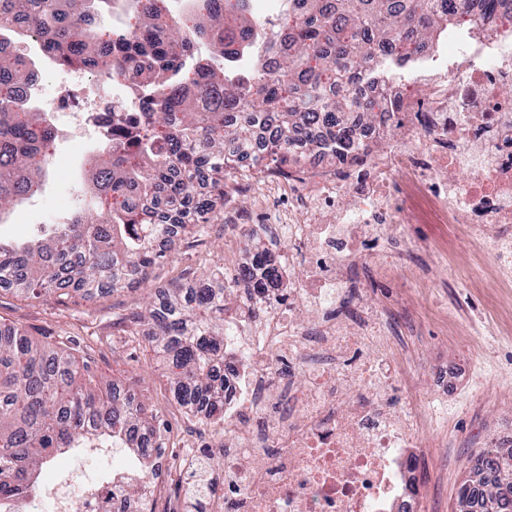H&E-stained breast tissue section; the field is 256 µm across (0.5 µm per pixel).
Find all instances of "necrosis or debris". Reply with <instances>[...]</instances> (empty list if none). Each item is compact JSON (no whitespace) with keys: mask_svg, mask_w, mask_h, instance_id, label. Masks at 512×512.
<instances>
[{"mask_svg":"<svg viewBox=\"0 0 512 512\" xmlns=\"http://www.w3.org/2000/svg\"><path fill=\"white\" fill-rule=\"evenodd\" d=\"M481 22L484 36L450 46L424 97L390 95V111L355 121L354 148L335 171L289 183L288 221L272 227L288 238L278 287L224 310L234 388L223 416L204 421L205 445L114 463L97 493L34 497L23 512H141L147 498L187 512L177 488L203 450L223 469L206 512H419L416 451L440 414L415 393L422 364L394 353L387 317L362 299L353 272L373 261L389 280L406 256L438 258L412 229L409 199L424 197L457 228L449 263L471 287L495 288L498 333L512 335V27ZM116 105L135 115L147 98L133 80L82 65L40 100L85 150L111 138ZM395 124L404 135L392 141ZM133 480L140 495L127 492Z\"/></svg>","mask_w":512,"mask_h":512,"instance_id":"obj_1","label":"necrosis or debris"}]
</instances>
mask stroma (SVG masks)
Instances as JSON below:
<instances>
[{"instance_id":"stroma-1","label":"stroma","mask_w":512,"mask_h":512,"mask_svg":"<svg viewBox=\"0 0 512 512\" xmlns=\"http://www.w3.org/2000/svg\"><path fill=\"white\" fill-rule=\"evenodd\" d=\"M88 158V152L57 147L41 189L0 216V237L22 242L41 225L65 217ZM277 171L276 163L267 157L258 166L235 174V198L224 206L218 222L186 234L179 250L154 266L149 285L68 305L0 288V322L23 328L38 343H63L77 349L91 360L99 378L137 393L149 411L171 424L175 434L191 430L193 420L174 403L171 370L156 355L150 338L125 335L122 321L144 310L157 287L175 279H199L218 265L229 277L253 248L279 252V242L259 237L252 247L233 252L224 249L225 238H238L274 223L286 207L280 195H269L261 202L255 194L258 179ZM435 276L444 285L434 293L418 295V325L395 330L391 342L396 353L427 364L416 387L425 400L438 395L433 367L448 369L447 415L431 430L438 445L424 449L421 455L425 475L421 512H457L458 489L473 478L480 449L501 441L512 425V335L492 333L490 290L464 288L451 268L438 270ZM109 467L98 455L65 453L42 473L72 471L79 488L99 483Z\"/></svg>"}]
</instances>
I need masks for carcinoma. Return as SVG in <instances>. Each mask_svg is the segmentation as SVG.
<instances>
[{
  "mask_svg": "<svg viewBox=\"0 0 512 512\" xmlns=\"http://www.w3.org/2000/svg\"><path fill=\"white\" fill-rule=\"evenodd\" d=\"M288 25L273 46L276 68L251 56L247 37L257 21L242 0L200 8L183 23L170 0H131L134 24L113 37L104 24L112 0H0V41L28 34L47 43L53 63L81 61L98 73H143L151 95L130 133L98 147L89 161L87 207L48 237L0 242V285L19 284L34 297H91L140 285L190 228L218 220L224 180L242 169L226 142L250 148L254 128L269 133L264 154L284 164L301 157L297 142L315 121L332 157L352 149L349 118L382 111L361 81L390 64L422 56L435 37L478 28L466 0H290ZM486 11L512 18V0H481ZM208 42L221 53L248 58L244 67L207 70L199 81L180 73L183 48ZM30 59L0 54V212L38 187L46 174L54 125L17 93ZM166 245L158 247L155 241ZM251 264L262 276L242 282L253 292L277 287L279 268L266 252ZM151 326L152 342L173 370V398L195 417L224 406V269L178 282L131 318V335ZM167 432L143 402L117 397L95 381L91 364L35 343L14 324L0 323V512H18L37 494L38 470L61 448H128L148 455L140 437ZM478 479L458 492L468 512H512V447L485 448Z\"/></svg>",
  "mask_w": 512,
  "mask_h": 512,
  "instance_id": "obj_1",
  "label": "carcinoma"
}]
</instances>
